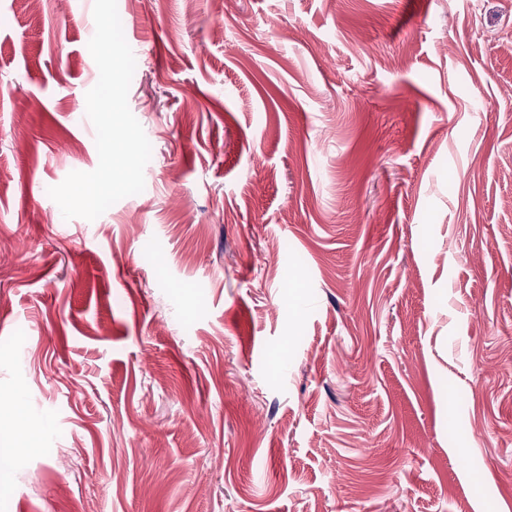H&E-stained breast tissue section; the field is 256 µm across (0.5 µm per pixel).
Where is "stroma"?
<instances>
[{"label": "stroma", "instance_id": "stroma-1", "mask_svg": "<svg viewBox=\"0 0 512 512\" xmlns=\"http://www.w3.org/2000/svg\"><path fill=\"white\" fill-rule=\"evenodd\" d=\"M117 8L67 220L93 0H0V512H512V0Z\"/></svg>", "mask_w": 512, "mask_h": 512}]
</instances>
